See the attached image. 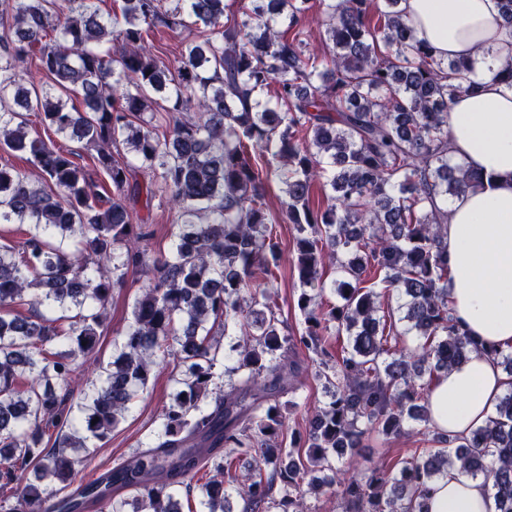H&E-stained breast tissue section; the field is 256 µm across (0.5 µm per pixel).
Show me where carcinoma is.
<instances>
[{
	"mask_svg": "<svg viewBox=\"0 0 512 512\" xmlns=\"http://www.w3.org/2000/svg\"><path fill=\"white\" fill-rule=\"evenodd\" d=\"M97 2L8 0L0 14V147L36 170L0 165V224L28 225L0 244V512H181L180 487L204 469L214 476L197 484L199 512H235V498L240 512H304L306 495L334 485L342 512H429L428 485L454 463L512 512V388L467 437L439 432V448L392 467L368 468L361 453L369 432L431 424L434 380L479 349L448 305L439 206L477 179L448 163V112L472 66L436 58L401 0H382L373 25L370 0H320L316 48L302 27L309 0H121L105 17ZM159 28L182 35L171 59L149 42ZM32 68L47 82L24 85ZM26 112L43 132L29 133ZM55 135L95 151L111 195ZM273 180L276 215L264 201ZM317 182L328 194L316 209ZM142 194L175 215L168 256L144 245L130 205ZM275 224L297 231L305 330L292 338L272 292ZM130 271L152 277L91 377ZM327 289L337 303L325 307ZM24 300L46 312L4 317ZM330 335L348 337L341 354ZM402 336L416 344H393ZM303 351L320 357L330 400L286 444ZM169 358L178 388L150 443L76 485L91 442L109 439ZM240 462L251 473L239 486Z\"/></svg>",
	"mask_w": 512,
	"mask_h": 512,
	"instance_id": "cac0c4a2",
	"label": "carcinoma"
}]
</instances>
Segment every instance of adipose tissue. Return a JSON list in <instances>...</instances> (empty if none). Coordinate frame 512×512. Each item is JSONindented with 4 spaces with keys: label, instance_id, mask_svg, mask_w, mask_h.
<instances>
[{
    "label": "adipose tissue",
    "instance_id": "obj_1",
    "mask_svg": "<svg viewBox=\"0 0 512 512\" xmlns=\"http://www.w3.org/2000/svg\"><path fill=\"white\" fill-rule=\"evenodd\" d=\"M404 17L434 56L472 62V91L448 114V160L480 180L449 198L448 304L480 342L512 350V89L495 77L512 60L501 0H402ZM512 388L497 358L472 352L435 381L430 414L440 432L464 437L485 424ZM429 512H495L482 480L457 468L433 482Z\"/></svg>",
    "mask_w": 512,
    "mask_h": 512
}]
</instances>
